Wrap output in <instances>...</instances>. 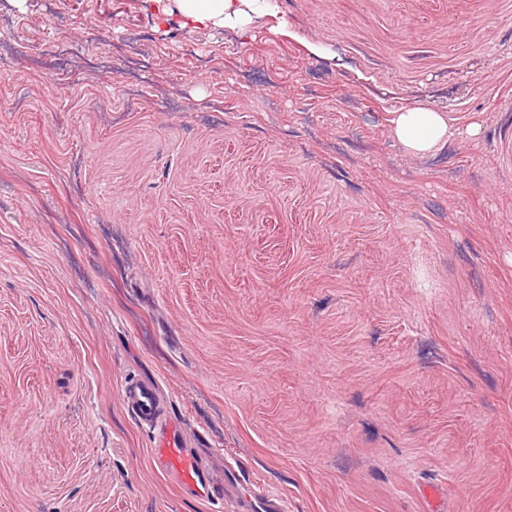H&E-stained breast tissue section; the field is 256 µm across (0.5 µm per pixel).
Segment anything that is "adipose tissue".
I'll use <instances>...</instances> for the list:
<instances>
[{
  "instance_id": "adipose-tissue-1",
  "label": "adipose tissue",
  "mask_w": 512,
  "mask_h": 512,
  "mask_svg": "<svg viewBox=\"0 0 512 512\" xmlns=\"http://www.w3.org/2000/svg\"><path fill=\"white\" fill-rule=\"evenodd\" d=\"M178 3L185 24L196 28L239 27L245 16L272 13L269 0H178ZM481 132L480 124L459 128L449 123L447 113L418 105L392 112L389 120L390 136L411 157L434 154L463 136L479 138Z\"/></svg>"
}]
</instances>
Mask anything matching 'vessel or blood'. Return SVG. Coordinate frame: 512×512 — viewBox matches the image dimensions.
Returning a JSON list of instances; mask_svg holds the SVG:
<instances>
[{
  "label": "vessel or blood",
  "mask_w": 512,
  "mask_h": 512,
  "mask_svg": "<svg viewBox=\"0 0 512 512\" xmlns=\"http://www.w3.org/2000/svg\"><path fill=\"white\" fill-rule=\"evenodd\" d=\"M120 395L136 420L149 430L154 465L183 492L211 500L219 482L215 481L207 464L188 451L180 426L162 406L158 387L143 380L130 379L122 383ZM238 477L235 468H225L223 483L236 489L235 494L226 500L228 512H288L285 497L261 485L241 486Z\"/></svg>",
  "instance_id": "obj_1"
}]
</instances>
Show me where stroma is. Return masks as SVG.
I'll return each mask as SVG.
<instances>
[{"label":"stroma","mask_w":512,"mask_h":512,"mask_svg":"<svg viewBox=\"0 0 512 512\" xmlns=\"http://www.w3.org/2000/svg\"><path fill=\"white\" fill-rule=\"evenodd\" d=\"M270 2L0 0V512H212L133 376L288 512H512V0ZM186 25L240 27L245 16H275L267 0H177ZM481 132L478 123L464 129L455 127L448 122L447 113L418 105L392 112L389 120L390 136L411 157L434 154L460 137L478 139Z\"/></svg>","instance_id":"35a3bbf8"}]
</instances>
